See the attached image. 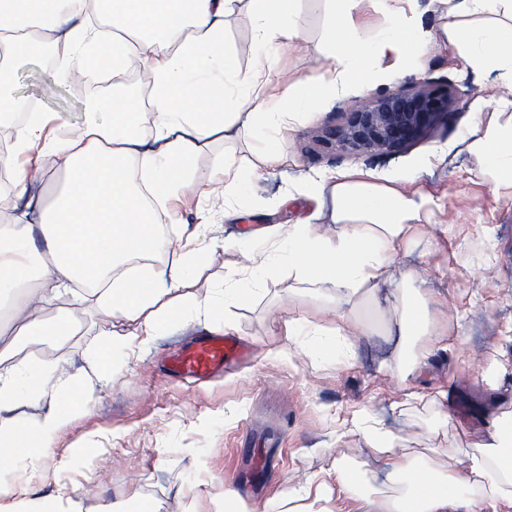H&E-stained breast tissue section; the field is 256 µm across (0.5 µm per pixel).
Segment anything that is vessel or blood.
<instances>
[{
	"mask_svg": "<svg viewBox=\"0 0 512 512\" xmlns=\"http://www.w3.org/2000/svg\"><path fill=\"white\" fill-rule=\"evenodd\" d=\"M248 352L239 338L214 332L178 349L168 369L177 377L202 379L247 358Z\"/></svg>",
	"mask_w": 512,
	"mask_h": 512,
	"instance_id": "1",
	"label": "vessel or blood"
}]
</instances>
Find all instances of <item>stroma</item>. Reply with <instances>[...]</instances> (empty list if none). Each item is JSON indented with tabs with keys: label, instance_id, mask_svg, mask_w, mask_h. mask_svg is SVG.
<instances>
[{
	"label": "stroma",
	"instance_id": "stroma-1",
	"mask_svg": "<svg viewBox=\"0 0 512 512\" xmlns=\"http://www.w3.org/2000/svg\"><path fill=\"white\" fill-rule=\"evenodd\" d=\"M301 35L281 52L276 69L292 80H308L336 68L324 33L327 0H299ZM254 19L247 0H237L224 26V42L236 56L241 77H250L261 55L252 51ZM67 60L41 52L15 65V94L36 110L54 112L64 133L89 118L97 86L72 90ZM446 81L460 92L456 111L406 151L378 159L324 148L325 132L343 121L352 100L426 81ZM495 76L462 67L451 48L431 41L372 65L367 80L353 83L318 111L295 115L283 142L284 159L258 165V141L215 140L195 160L209 178L218 159L233 154L253 183L240 201L237 219L204 226L203 250L214 257L202 282L233 287L246 263L236 240L243 225L295 224L329 211L330 199L309 197L304 182L330 172L361 171L383 186L406 187L442 203L432 224L447 226L411 244L404 261L426 274L419 289L431 317L458 318L461 334L446 336V350L426 365L404 371L386 366L382 336L361 337L352 366L310 354L307 337H287L282 319L303 317L334 327L331 312L307 285L289 278L287 267L270 271L253 298L230 308L232 331L246 341L251 358L238 369L205 381L169 380L165 358L201 333L198 323L157 336L134 353L116 354L90 394L88 410L56 436L38 468L15 459L0 464V512H32L42 501L56 512H102L110 503L137 512H224L233 491L255 512L287 495L297 478L327 472L335 456L359 457L351 438L337 442L336 430L357 410L378 414L401 431L413 448H430L443 465H455L454 449L487 440L493 416L512 411V190L495 189L474 159L456 152L474 113L492 111ZM73 315L76 330L62 342L22 343L21 358L49 366L67 356L69 371L88 369L105 331L91 304L60 301L45 312ZM448 391L449 420L427 399ZM422 403L401 407L406 392Z\"/></svg>",
	"mask_w": 512,
	"mask_h": 512
}]
</instances>
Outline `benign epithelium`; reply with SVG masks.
<instances>
[{
    "label": "benign epithelium",
    "mask_w": 512,
    "mask_h": 512,
    "mask_svg": "<svg viewBox=\"0 0 512 512\" xmlns=\"http://www.w3.org/2000/svg\"><path fill=\"white\" fill-rule=\"evenodd\" d=\"M458 101L448 83L422 82L354 101L343 123L321 139L328 148L372 157L400 153L448 116Z\"/></svg>",
    "instance_id": "1"
}]
</instances>
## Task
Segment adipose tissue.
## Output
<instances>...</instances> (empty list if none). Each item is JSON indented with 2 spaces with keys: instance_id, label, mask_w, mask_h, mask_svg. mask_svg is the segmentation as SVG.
<instances>
[{
  "instance_id": "adipose-tissue-1",
  "label": "adipose tissue",
  "mask_w": 512,
  "mask_h": 512,
  "mask_svg": "<svg viewBox=\"0 0 512 512\" xmlns=\"http://www.w3.org/2000/svg\"><path fill=\"white\" fill-rule=\"evenodd\" d=\"M235 0H112V26L137 37V47L114 44L112 69L134 65L151 70V114L140 112L130 97L118 95L104 105L105 116L91 121L76 137L55 134L59 117L28 113L15 128L11 158L58 156L62 178L52 196H44L26 169L12 167L19 205L0 222V305L15 311L0 325V447L12 457L39 461L53 445L55 433L83 411L90 394L88 373L70 375L33 362L17 360L16 339L35 342L67 336V316L46 321L42 313L63 295L94 304L101 326L132 324L123 347L144 344L158 332L216 314L221 306L252 299V286L280 262L297 282L316 285L315 298L337 303L336 327L288 318L286 336L309 332L316 350L335 354L351 365L346 351L364 329L357 315L366 306L384 318V334L397 363L427 360L446 334L430 317L426 300L414 290L421 273L396 267L402 246L420 239L432 199L414 191L379 187L360 174L334 182H313L307 189L330 195L327 224H282L271 228L274 253L253 258L239 287H200L204 264L195 243L199 229H182L176 240L158 235L153 214L167 206L173 189L218 204L222 218L235 217L234 198L244 196L248 182L233 160H220L223 191L196 183L193 161L215 137L227 140L260 137L261 160L281 157L289 119L314 111L344 90V78L364 81L374 59L400 54L425 41L422 29L395 17L391 26L366 35L351 21L363 0H329L331 21L326 43L344 72L314 82H288L273 77L271 62L284 43L300 36L297 0H249L257 22L254 46L265 63L250 81L240 82L232 52L224 45L225 18ZM444 5L443 30L460 63L469 68L507 71L495 93L498 109L476 113L466 129L467 148L494 187L512 189V31L493 23V15H512V0H438ZM485 14L479 26L466 25L469 15ZM108 37L87 22L83 0H0V123L22 107L14 94L12 59L45 43H65L78 67L89 64ZM168 256L164 267L153 265L157 253ZM426 338L419 354H411V337ZM53 388L40 413L17 417ZM341 436L357 437L364 459L336 458L328 478L312 474L272 512H333V491L355 501L358 512H486L496 501L512 504V413L494 418L489 441L478 451L456 449L460 468L447 471L424 450L408 447L404 437L371 414L355 415ZM380 465L384 483L397 494L383 496L367 489L366 463Z\"/></svg>"
}]
</instances>
